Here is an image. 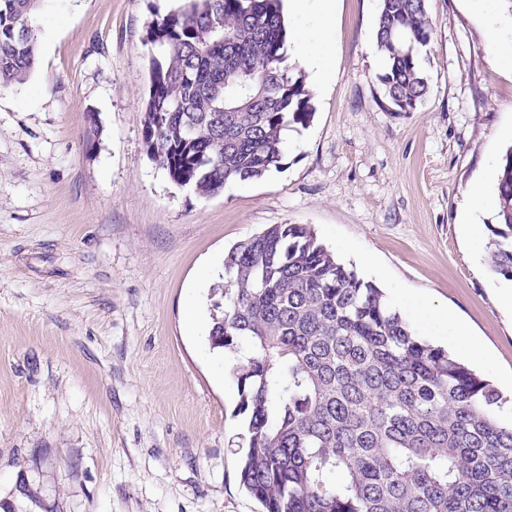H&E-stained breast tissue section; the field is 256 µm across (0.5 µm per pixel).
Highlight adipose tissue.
<instances>
[{"instance_id":"obj_1","label":"adipose tissue","mask_w":512,"mask_h":512,"mask_svg":"<svg viewBox=\"0 0 512 512\" xmlns=\"http://www.w3.org/2000/svg\"><path fill=\"white\" fill-rule=\"evenodd\" d=\"M288 10L298 16L317 9L321 22L311 27H297L288 36L289 54L308 68L315 83L322 84L331 74V59L325 54L313 53L315 43L324 41L332 26L336 0H287Z\"/></svg>"}]
</instances>
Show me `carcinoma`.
Instances as JSON below:
<instances>
[{"label":"carcinoma","mask_w":512,"mask_h":512,"mask_svg":"<svg viewBox=\"0 0 512 512\" xmlns=\"http://www.w3.org/2000/svg\"><path fill=\"white\" fill-rule=\"evenodd\" d=\"M40 0H0V86L37 55ZM425 0H381L376 45L393 112L428 92ZM281 0H187L153 20L143 136L201 197L283 165L312 95L285 66ZM487 263L512 282V147L498 163ZM210 341L239 358L240 481L264 512H512V423L499 389L416 336L307 224H275L224 255Z\"/></svg>","instance_id":"cac0c4a2"}]
</instances>
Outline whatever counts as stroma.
<instances>
[{
    "label": "stroma",
    "instance_id": "1",
    "mask_svg": "<svg viewBox=\"0 0 512 512\" xmlns=\"http://www.w3.org/2000/svg\"><path fill=\"white\" fill-rule=\"evenodd\" d=\"M185 0H41L37 60L0 88V512H263L240 485L234 358L211 348L233 244L310 225L425 340L512 392V282L485 263L512 145L502 0H427L428 92L385 107L380 0H337L332 74L264 178L202 198L142 139L148 24ZM100 131L87 148L88 113ZM446 312L483 355L453 348ZM488 49L501 64L512 67V37L503 34L497 19L491 17L486 33Z\"/></svg>",
    "mask_w": 512,
    "mask_h": 512
}]
</instances>
